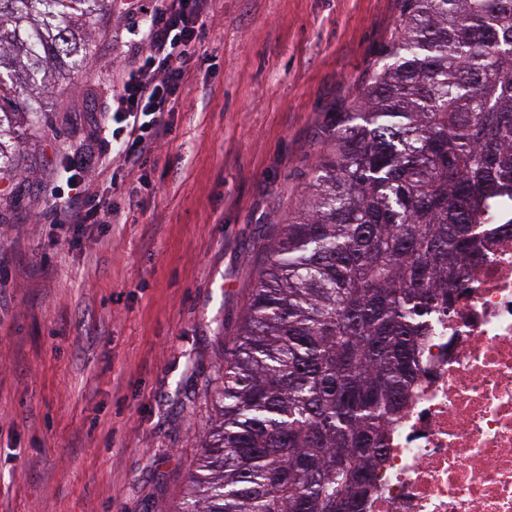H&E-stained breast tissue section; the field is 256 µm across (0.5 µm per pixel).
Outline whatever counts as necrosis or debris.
<instances>
[{
	"mask_svg": "<svg viewBox=\"0 0 512 512\" xmlns=\"http://www.w3.org/2000/svg\"><path fill=\"white\" fill-rule=\"evenodd\" d=\"M481 229L465 292L420 340L363 512H512V201Z\"/></svg>",
	"mask_w": 512,
	"mask_h": 512,
	"instance_id": "necrosis-or-debris-1",
	"label": "necrosis or debris"
}]
</instances>
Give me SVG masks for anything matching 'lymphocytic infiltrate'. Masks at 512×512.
I'll list each match as a JSON object with an SVG mask.
<instances>
[{
	"label": "lymphocytic infiltrate",
	"instance_id": "f902f5d3",
	"mask_svg": "<svg viewBox=\"0 0 512 512\" xmlns=\"http://www.w3.org/2000/svg\"><path fill=\"white\" fill-rule=\"evenodd\" d=\"M207 0H153L138 47L137 76L124 80L120 105L105 125L110 137L104 153H114L118 169L143 168L159 143L170 134L164 116L174 111L186 87L184 64L196 56ZM100 157L84 160L68 182L74 193L60 201L43 220L64 230L71 246L83 244L87 224H108L113 210L100 198L87 172L102 168Z\"/></svg>",
	"mask_w": 512,
	"mask_h": 512
}]
</instances>
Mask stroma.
<instances>
[{
    "instance_id": "stroma-1",
    "label": "stroma",
    "mask_w": 512,
    "mask_h": 512,
    "mask_svg": "<svg viewBox=\"0 0 512 512\" xmlns=\"http://www.w3.org/2000/svg\"><path fill=\"white\" fill-rule=\"evenodd\" d=\"M404 0H210L172 129L100 176L117 216L61 244L38 221L97 154L135 70L130 0L0 178V512H174L214 419L261 256L395 35ZM108 247L96 246L98 238Z\"/></svg>"
}]
</instances>
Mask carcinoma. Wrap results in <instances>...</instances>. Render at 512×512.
<instances>
[{"label": "carcinoma", "mask_w": 512, "mask_h": 512, "mask_svg": "<svg viewBox=\"0 0 512 512\" xmlns=\"http://www.w3.org/2000/svg\"><path fill=\"white\" fill-rule=\"evenodd\" d=\"M107 0H0V175ZM512 195V0H406L268 244L174 512H360L415 352Z\"/></svg>", "instance_id": "cac0c4a2"}]
</instances>
